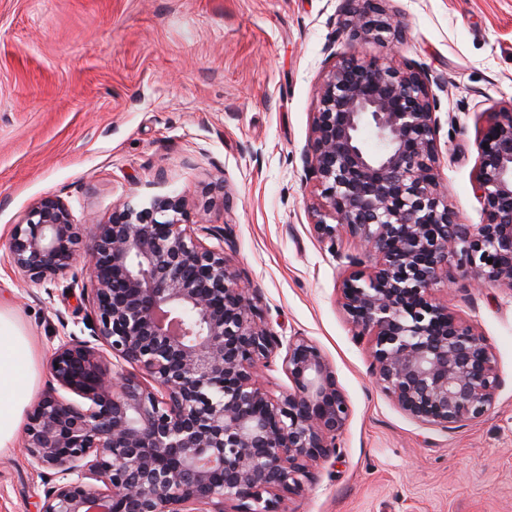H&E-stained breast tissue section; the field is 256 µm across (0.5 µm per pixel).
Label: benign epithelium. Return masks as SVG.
I'll return each instance as SVG.
<instances>
[{
  "instance_id": "7a95c632",
  "label": "benign epithelium",
  "mask_w": 512,
  "mask_h": 512,
  "mask_svg": "<svg viewBox=\"0 0 512 512\" xmlns=\"http://www.w3.org/2000/svg\"><path fill=\"white\" fill-rule=\"evenodd\" d=\"M380 2L343 0L353 39L402 34ZM434 108L414 67L345 58L321 87L304 164L320 198L315 234L361 247L341 307L369 338L377 384L409 417L448 429L485 417L501 385L486 338L432 291L452 267L512 291V108L480 132L481 224L448 206ZM85 229L81 300L112 359L74 338L51 355L57 387L24 436L54 470L39 512H282L313 464L336 455L351 416L322 349L268 329L224 248L205 243L221 229L191 222L185 197L123 201ZM80 242L68 206L46 196L14 226L10 263L40 283L77 262ZM282 346L289 386L275 395L258 372Z\"/></svg>"
}]
</instances>
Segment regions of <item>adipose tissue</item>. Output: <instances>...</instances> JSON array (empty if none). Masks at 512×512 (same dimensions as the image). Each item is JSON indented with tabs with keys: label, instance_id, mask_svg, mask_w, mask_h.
Masks as SVG:
<instances>
[{
	"label": "adipose tissue",
	"instance_id": "obj_1",
	"mask_svg": "<svg viewBox=\"0 0 512 512\" xmlns=\"http://www.w3.org/2000/svg\"><path fill=\"white\" fill-rule=\"evenodd\" d=\"M37 360L30 336L0 309V450L12 447L37 389Z\"/></svg>",
	"mask_w": 512,
	"mask_h": 512
}]
</instances>
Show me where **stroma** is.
<instances>
[{
    "label": "stroma",
    "mask_w": 512,
    "mask_h": 512,
    "mask_svg": "<svg viewBox=\"0 0 512 512\" xmlns=\"http://www.w3.org/2000/svg\"><path fill=\"white\" fill-rule=\"evenodd\" d=\"M342 4L0 0V306L33 337L46 393L52 352L92 335L90 282L79 264L41 283L18 273L13 226L47 195L78 224L130 198L187 196L194 222L223 227L271 332L315 341L352 406L336 458L284 512H512V292L452 269L435 296L486 337L501 386L482 420L446 430L410 418L375 385L368 342L339 306L358 249L313 234L303 164L337 57L408 63L436 100L448 204L482 223L477 142L488 114L512 106V0H385L403 40L360 47L341 31ZM47 475L22 442L1 450L0 512H37Z\"/></svg>",
    "instance_id": "obj_1"
}]
</instances>
